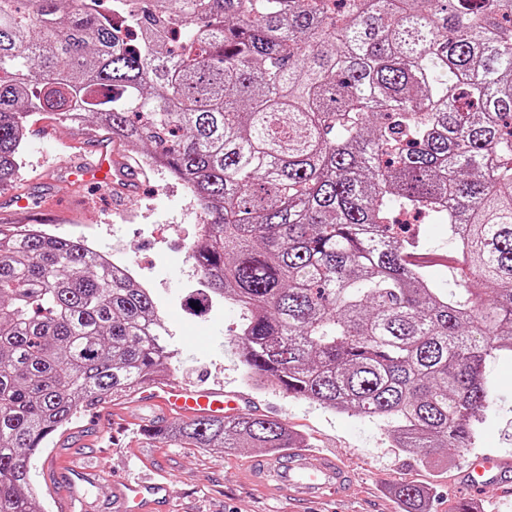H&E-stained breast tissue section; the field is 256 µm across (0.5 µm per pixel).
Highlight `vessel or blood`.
Instances as JSON below:
<instances>
[{
	"label": "vessel or blood",
	"instance_id": "obj_1",
	"mask_svg": "<svg viewBox=\"0 0 512 512\" xmlns=\"http://www.w3.org/2000/svg\"><path fill=\"white\" fill-rule=\"evenodd\" d=\"M73 178L112 185L121 192L122 204H129L137 181L124 163L113 157L108 146L72 171ZM139 404L160 412L162 416L194 417L198 415L231 416L247 404L245 396L220 389H191L176 383L149 382L137 392ZM512 472V459L507 455L484 454L471 457L463 475L468 489L465 497L455 503L456 512H476L482 507V491L490 484L501 483ZM257 486L287 495L295 503L329 500L343 497L353 483L351 471L335 458H317L303 451L291 450L277 464L255 463L248 470ZM169 474L126 478L113 484L114 512H173L174 505L168 486Z\"/></svg>",
	"mask_w": 512,
	"mask_h": 512
}]
</instances>
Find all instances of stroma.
<instances>
[{
	"mask_svg": "<svg viewBox=\"0 0 512 512\" xmlns=\"http://www.w3.org/2000/svg\"><path fill=\"white\" fill-rule=\"evenodd\" d=\"M96 132L90 123L74 130L55 115L36 117L21 179L0 188V224H50L58 235L87 237L100 248L124 250L154 281L152 294L169 332L170 380L217 382L225 390L248 394L250 410L278 418L291 433L307 438L311 455L327 454L347 464L355 488L341 499L294 506L286 495L247 483V464L260 459L258 449L220 453L159 440L149 432L157 414L129 396L110 403L122 417L120 428L86 412L71 425L64 445L55 446L54 466L38 472L40 482L54 486L53 495L42 503L46 512H60L59 503L69 491L64 473L72 463L102 470L89 488L85 512H113L112 483L130 476L136 466L170 471L179 512H402L394 495L400 483L426 492L428 512H451L465 454L432 448L426 457L413 456L394 447L380 419L327 410L274 385L248 387L230 346L240 321L238 307L217 300L204 315L190 311L198 294L191 282L199 273L185 253L199 221V206L167 171L143 168L129 209L114 213V189L71 176L72 166L92 155ZM490 374L498 391L483 411L486 424L473 450L512 453V356L494 360Z\"/></svg>",
	"mask_w": 512,
	"mask_h": 512,
	"instance_id": "obj_1",
	"label": "stroma"
}]
</instances>
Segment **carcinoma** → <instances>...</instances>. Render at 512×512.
Returning <instances> with one entry per match:
<instances>
[{
  "mask_svg": "<svg viewBox=\"0 0 512 512\" xmlns=\"http://www.w3.org/2000/svg\"><path fill=\"white\" fill-rule=\"evenodd\" d=\"M92 121L193 185L195 259L235 355L395 447L461 453L512 353V0H0V186L34 118ZM448 225L439 282L401 216ZM149 290L83 240L0 228V512H42L32 457L165 376ZM194 448H307L242 412L155 426ZM394 494L423 512L424 492Z\"/></svg>",
  "mask_w": 512,
  "mask_h": 512,
  "instance_id": "cac0c4a2",
  "label": "carcinoma"
}]
</instances>
